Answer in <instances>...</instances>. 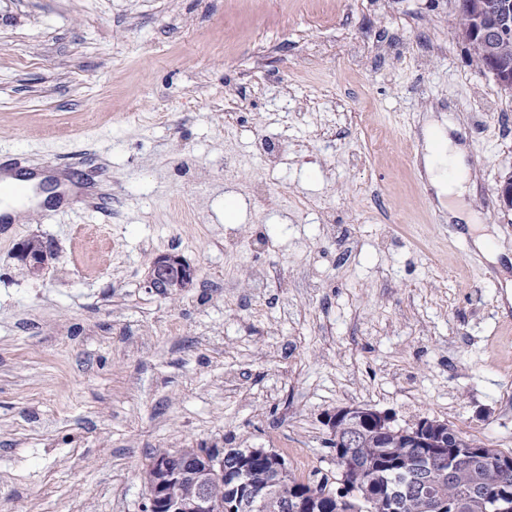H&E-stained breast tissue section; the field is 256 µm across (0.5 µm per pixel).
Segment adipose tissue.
Instances as JSON below:
<instances>
[{
	"label": "adipose tissue",
	"mask_w": 512,
	"mask_h": 512,
	"mask_svg": "<svg viewBox=\"0 0 512 512\" xmlns=\"http://www.w3.org/2000/svg\"><path fill=\"white\" fill-rule=\"evenodd\" d=\"M428 172L439 194L448 198L449 219L477 225V214L471 212L465 202L474 190V182L463 146L454 140H445L439 155L430 156Z\"/></svg>",
	"instance_id": "1"
}]
</instances>
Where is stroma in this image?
<instances>
[{
    "mask_svg": "<svg viewBox=\"0 0 512 512\" xmlns=\"http://www.w3.org/2000/svg\"><path fill=\"white\" fill-rule=\"evenodd\" d=\"M456 6L0 0V166L44 176L0 224V512H141L159 452L230 435L308 482L349 406L512 451V94ZM447 133L497 261L428 179ZM17 244L15 249V256L20 263L27 269V271L33 276H39L43 269L45 262L48 259V253H43L47 247L42 240L39 239H27ZM26 247L28 249H26ZM41 254V255H33ZM43 253V254H42ZM195 275V268L179 256L172 254L160 255L154 259L150 267L146 280L147 288L161 296L166 295L167 292L173 294L182 288H186L191 283L186 282L193 281ZM173 281L180 282L171 284Z\"/></svg>",
    "mask_w": 512,
    "mask_h": 512,
    "instance_id": "1",
    "label": "stroma"
}]
</instances>
